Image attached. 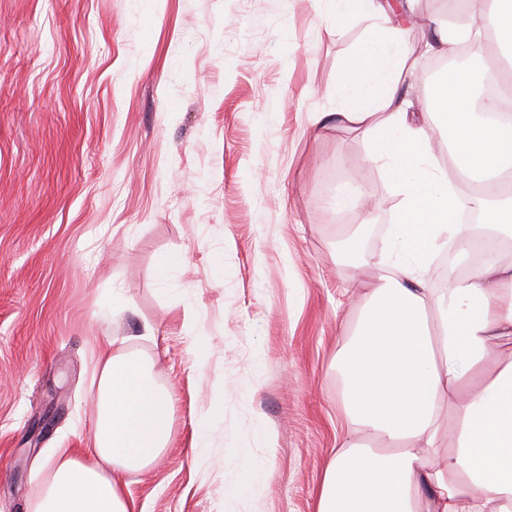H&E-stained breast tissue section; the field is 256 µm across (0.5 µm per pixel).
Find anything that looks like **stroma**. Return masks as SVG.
I'll use <instances>...</instances> for the list:
<instances>
[{"mask_svg":"<svg viewBox=\"0 0 512 512\" xmlns=\"http://www.w3.org/2000/svg\"><path fill=\"white\" fill-rule=\"evenodd\" d=\"M419 3L415 29H338L331 0H0V512H30L53 449L88 447L113 336L172 399L134 512H317L344 422L334 360L377 274L371 252L337 258L356 212L336 195L380 188L374 228L401 196L367 135L314 119L343 109L372 27L399 26L426 68L446 13ZM232 447L264 486L227 483Z\"/></svg>","mask_w":512,"mask_h":512,"instance_id":"35a3bbf8","label":"stroma"}]
</instances>
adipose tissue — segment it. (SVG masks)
I'll return each instance as SVG.
<instances>
[{"instance_id": "obj_1", "label": "adipose tissue", "mask_w": 512, "mask_h": 512, "mask_svg": "<svg viewBox=\"0 0 512 512\" xmlns=\"http://www.w3.org/2000/svg\"><path fill=\"white\" fill-rule=\"evenodd\" d=\"M416 0H333L337 19L393 13L411 21ZM480 24L440 28L433 49L481 44L493 32L512 61V0H470ZM398 29H371L348 60L353 90L336 119L369 134L401 196L381 240L378 274L340 352L342 405L350 428L318 490V512H512V197L474 195L480 225L463 224L457 186L434 161L426 122L454 134V168L472 183L512 175V120H478L473 81L446 74L416 114L402 75L416 74ZM455 246L464 275L433 287L428 265ZM98 415L88 460L54 449L51 478L32 512H132L127 474L146 468L171 436L172 402L149 361L113 337L95 355ZM455 431L446 434L445 422ZM375 446L360 443V436Z\"/></svg>"}]
</instances>
